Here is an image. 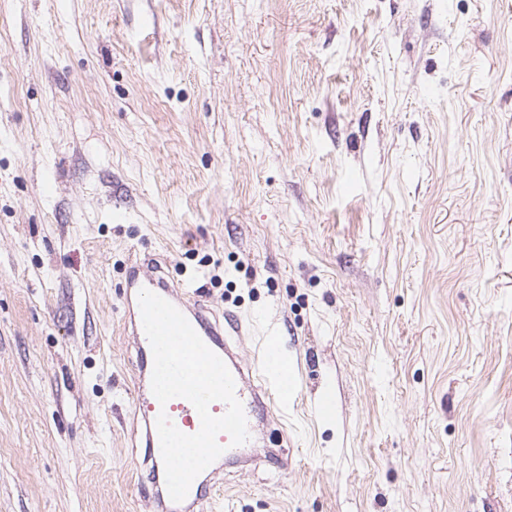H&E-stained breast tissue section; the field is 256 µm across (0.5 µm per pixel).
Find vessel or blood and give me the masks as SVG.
<instances>
[{
	"label": "vessel or blood",
	"instance_id": "vessel-or-blood-1",
	"mask_svg": "<svg viewBox=\"0 0 512 512\" xmlns=\"http://www.w3.org/2000/svg\"><path fill=\"white\" fill-rule=\"evenodd\" d=\"M127 286L135 290L148 289L176 306L204 343L224 361L234 378L235 394L243 405L250 436H257L261 417L277 415L287 406L294 393V383L277 344L266 343L262 350V367L251 370L242 366L228 345L223 343L220 328L209 321L204 308L188 307L184 294L165 278L160 263L150 259L135 261L128 271ZM131 325L132 334L137 340L138 369L133 408L144 421L146 455L152 462L153 470L157 471L164 467L156 426L159 413H166L176 428L186 434L198 432L201 420L195 407L186 399L174 398L167 404H159L151 390L154 360L139 308L131 310ZM217 440L225 448L223 456L226 459L253 467L266 461L265 456L239 451L238 447L231 445L227 434H219Z\"/></svg>",
	"mask_w": 512,
	"mask_h": 512
}]
</instances>
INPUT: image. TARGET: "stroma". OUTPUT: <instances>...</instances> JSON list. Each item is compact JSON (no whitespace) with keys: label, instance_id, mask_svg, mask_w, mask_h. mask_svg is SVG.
I'll list each match as a JSON object with an SVG mask.
<instances>
[{"label":"stroma","instance_id":"35a3bbf8","mask_svg":"<svg viewBox=\"0 0 512 512\" xmlns=\"http://www.w3.org/2000/svg\"><path fill=\"white\" fill-rule=\"evenodd\" d=\"M137 257L294 371L204 512H512V0H0V512H150Z\"/></svg>","mask_w":512,"mask_h":512}]
</instances>
